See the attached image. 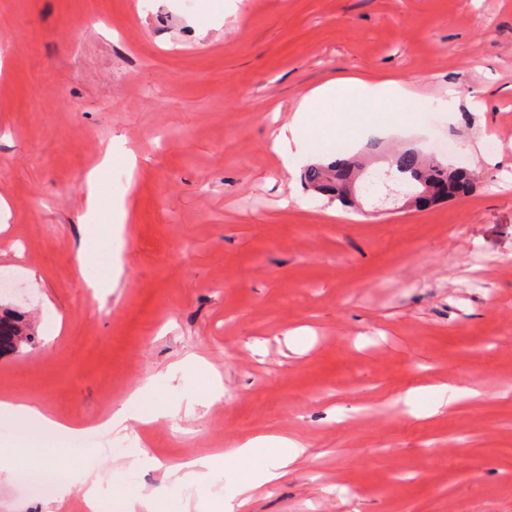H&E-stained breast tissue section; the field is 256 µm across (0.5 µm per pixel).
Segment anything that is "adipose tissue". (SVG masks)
Segmentation results:
<instances>
[{
  "instance_id": "ef3b65f1",
  "label": "adipose tissue",
  "mask_w": 512,
  "mask_h": 512,
  "mask_svg": "<svg viewBox=\"0 0 512 512\" xmlns=\"http://www.w3.org/2000/svg\"><path fill=\"white\" fill-rule=\"evenodd\" d=\"M415 111L430 107L456 114V98L424 99L407 85L395 82L369 83L356 78L334 79L312 89L300 100L291 119L272 134V148L289 176H296L302 165L322 159L332 143L340 138L351 140L370 135L380 136L399 126L398 114L404 102ZM176 403L147 404L145 389L133 391L113 409L104 422L107 430L121 431L133 424H149L175 416ZM0 415L12 416L35 424L44 434L37 442L20 441L0 448V474L11 477L20 471L33 474H56L70 461L67 440L78 438L83 430L59 422L35 403L13 398L0 399ZM232 458L245 464V474L229 471L227 458L212 453L169 464L148 455L133 452L130 471L149 468L162 472L161 485L149 491L130 490L120 500L122 512H172L174 489L214 490L216 512H222L224 494L237 501L239 512H246L252 498L262 489L277 483L289 471L309 457L306 446L278 435L257 436L242 441Z\"/></svg>"
}]
</instances>
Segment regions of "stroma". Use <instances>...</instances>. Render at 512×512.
Masks as SVG:
<instances>
[{
	"instance_id": "stroma-1",
	"label": "stroma",
	"mask_w": 512,
	"mask_h": 512,
	"mask_svg": "<svg viewBox=\"0 0 512 512\" xmlns=\"http://www.w3.org/2000/svg\"><path fill=\"white\" fill-rule=\"evenodd\" d=\"M0 0V304L30 340L0 356V398L93 434L88 482L142 448L168 463L282 435L311 459L251 512H512V0ZM335 78L456 91L455 119L413 114L381 149L434 141L477 176L426 208L347 209L286 178L272 128ZM125 201L119 238L80 266L88 173ZM494 149L487 162L477 142ZM118 258L115 288H90ZM195 355L224 399L144 432L97 420ZM480 390L425 416L416 385ZM115 154L121 155L125 167L129 171L131 177L133 170L136 167V157L128 149L123 146L120 141L112 142L104 155L103 161L94 168L88 175V188L85 194V214L79 218V224H84L87 217L96 214L100 209V195L97 189V180L100 172L112 161Z\"/></svg>"
}]
</instances>
